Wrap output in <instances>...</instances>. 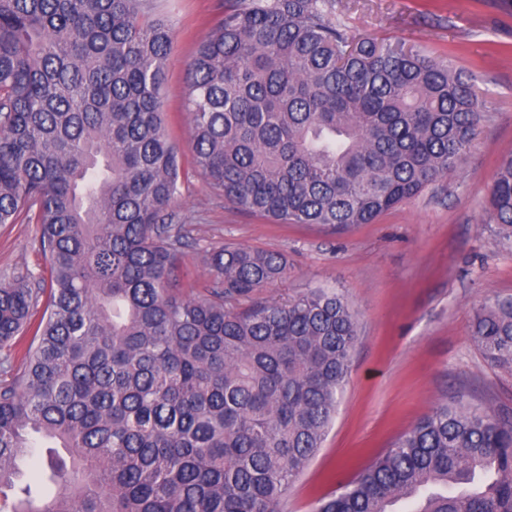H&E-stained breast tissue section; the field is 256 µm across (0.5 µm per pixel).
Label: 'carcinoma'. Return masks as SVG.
<instances>
[{"label":"carcinoma","mask_w":512,"mask_h":512,"mask_svg":"<svg viewBox=\"0 0 512 512\" xmlns=\"http://www.w3.org/2000/svg\"><path fill=\"white\" fill-rule=\"evenodd\" d=\"M334 0H225L185 69L195 169L278 224H371L457 171L488 118L450 64L355 40ZM169 20L148 0H0V224L40 225L48 289L0 281V349L47 301L22 372L0 358V512H284L323 447L353 365L357 312L330 288L257 294L277 252L204 249L177 271L182 164L161 92ZM489 207L512 227V156ZM471 339L512 372V297ZM47 448L53 497L19 485ZM512 512V418L437 402L313 512Z\"/></svg>","instance_id":"cac0c4a2"}]
</instances>
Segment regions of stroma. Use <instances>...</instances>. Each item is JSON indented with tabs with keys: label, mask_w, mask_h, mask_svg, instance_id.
Wrapping results in <instances>:
<instances>
[{
	"label": "stroma",
	"mask_w": 512,
	"mask_h": 512,
	"mask_svg": "<svg viewBox=\"0 0 512 512\" xmlns=\"http://www.w3.org/2000/svg\"><path fill=\"white\" fill-rule=\"evenodd\" d=\"M174 32L163 90L164 121L182 159L175 210L192 224L183 270L203 280L195 255L234 243L284 254L285 279L261 295L280 301L333 288L359 316L353 367L320 452L288 496V512H312L340 493L399 436L457 394L512 414V374L492 368L469 339L471 313L512 296V230L494 223L487 200L496 170L512 154V0H336L334 19L352 37L401 41L452 63L482 94L489 119L459 170L426 185L372 224L343 231L274 224L236 209L192 166L183 112L184 64L224 11V0H155ZM35 224L0 225V275H46Z\"/></svg>",
	"instance_id": "1"
}]
</instances>
